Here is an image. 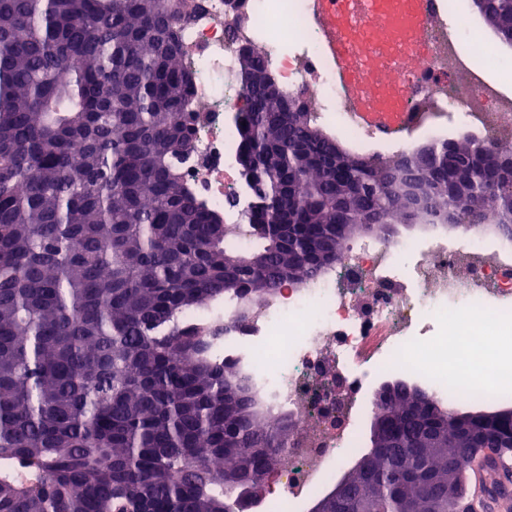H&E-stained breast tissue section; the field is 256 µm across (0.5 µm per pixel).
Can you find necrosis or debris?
I'll return each mask as SVG.
<instances>
[{"label":"necrosis or debris","mask_w":512,"mask_h":512,"mask_svg":"<svg viewBox=\"0 0 512 512\" xmlns=\"http://www.w3.org/2000/svg\"><path fill=\"white\" fill-rule=\"evenodd\" d=\"M448 11V0H420L415 16L399 0H195L180 50L192 105L209 119L182 163L186 184L229 224L251 203L232 120L246 106L245 43L259 46L286 96L358 149L394 153L459 130L512 146V90L489 75L502 61L495 43L479 22L449 26ZM360 99L402 113L398 128L365 123ZM427 321L448 328V339L416 343ZM504 323H512V244L490 242L482 225L453 241L441 225L398 243L362 240L309 283L284 284L224 338L225 359L252 371L265 411L297 425L265 479L261 512H300L331 484L361 445L375 378H424L455 404L497 400L476 359ZM450 346L455 366L429 359V349Z\"/></svg>","instance_id":"obj_1"}]
</instances>
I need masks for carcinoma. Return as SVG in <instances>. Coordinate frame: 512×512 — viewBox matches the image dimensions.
Listing matches in <instances>:
<instances>
[{
  "mask_svg": "<svg viewBox=\"0 0 512 512\" xmlns=\"http://www.w3.org/2000/svg\"><path fill=\"white\" fill-rule=\"evenodd\" d=\"M189 0H0V512H245L288 426L262 410L250 377L224 361L228 324L290 279L304 284L347 242L334 203L336 139L302 151L316 122L277 88L244 90L238 156L265 158L243 223L200 200L181 163L203 121L178 33ZM477 11L512 47V0ZM476 139L433 145L414 211L379 157L347 154L351 219L388 235L423 218L469 221L448 191V156L471 202L512 243V207ZM226 304L233 318L199 319ZM393 425L370 441L324 512H456L479 430L406 379L383 386ZM483 454L512 459V424ZM458 461L448 470V459Z\"/></svg>",
  "mask_w": 512,
  "mask_h": 512,
  "instance_id": "carcinoma-1",
  "label": "carcinoma"
}]
</instances>
